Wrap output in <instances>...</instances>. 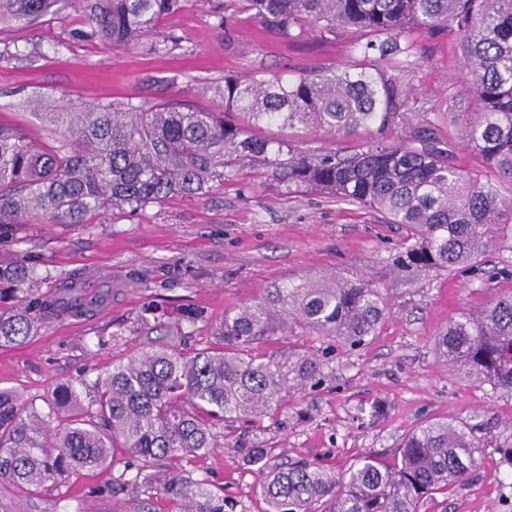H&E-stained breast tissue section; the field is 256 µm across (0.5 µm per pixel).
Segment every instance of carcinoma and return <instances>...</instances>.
I'll return each instance as SVG.
<instances>
[{
  "label": "carcinoma",
  "instance_id": "obj_1",
  "mask_svg": "<svg viewBox=\"0 0 512 512\" xmlns=\"http://www.w3.org/2000/svg\"><path fill=\"white\" fill-rule=\"evenodd\" d=\"M69 0H0V30L60 11ZM182 0H93L95 34L114 46L137 42ZM224 13H249L295 41L309 34L351 39L341 69L296 76H226L214 88L222 110L180 100L150 107L131 101L28 107L58 134L35 143L0 124V225L88 224L106 207L137 213L172 195L203 196L251 164L282 181L358 203L404 230L391 262L411 283L429 273L479 270L489 249L498 274L512 278V0H224ZM452 28L463 60L461 79L472 112L448 108L462 142L483 160L474 173L454 159L436 132L437 119L414 110L416 92L399 75L371 70L372 57L403 58L413 67L414 29ZM419 118L413 128L410 117ZM368 138L351 152L310 153L288 138L257 134L261 126ZM29 273L0 266V283L23 286ZM74 279L43 297L0 308V346L32 336L38 318L82 311ZM387 301L373 280L331 277L277 282L253 304L224 313L221 349L186 352L149 348L112 365L104 377H80L56 390L47 411L0 389V485L39 488L73 470L112 469L116 451L134 462L90 496L115 486L152 489L150 471L178 455L217 448L214 429L228 421L279 416L288 390L317 385L330 369L326 355L251 353V345L296 327L315 341L359 348L376 335ZM438 359L456 375L512 399V293L448 319L433 338ZM96 392L94 408L82 394ZM478 443L453 418L421 421L403 439L400 460L366 456L345 472L315 463H276L265 448L248 450L262 473L265 512H419L450 487L461 489ZM161 494L177 512H235L220 487L181 474Z\"/></svg>",
  "mask_w": 512,
  "mask_h": 512
}]
</instances>
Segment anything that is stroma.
Returning <instances> with one entry per match:
<instances>
[{
    "label": "stroma",
    "instance_id": "obj_1",
    "mask_svg": "<svg viewBox=\"0 0 512 512\" xmlns=\"http://www.w3.org/2000/svg\"><path fill=\"white\" fill-rule=\"evenodd\" d=\"M222 0H186L180 11L129 46L95 36L82 0L61 13L0 31V124L51 141L40 117L23 105L45 96L65 103L153 104L180 98L203 109L216 99L207 87L225 76L294 75L313 67L335 69L352 58L349 41L308 36L291 42L248 14L220 25ZM420 54L408 79L423 107L448 108L447 88L461 71L454 33L417 32ZM402 238L398 225L376 211L315 190H289L261 168H245L207 196H173L145 211L104 212L90 224H25L0 228V265L27 267L25 287L36 297L50 287L86 278L104 303L82 316L42 320L24 343L0 347V388L23 395L35 408L78 375H105L115 362L170 342L171 330L191 333L188 349L213 346L225 312L256 301L272 282L364 275L388 291L389 305L369 345L338 353L333 370L311 390L289 392L279 420L225 424L219 449L206 458L178 456L168 473L209 481L237 504L236 512H263L258 476L248 448L263 443L277 459L317 462L344 471L372 455L393 461L404 435L427 418L451 417L471 427L480 443L466 487L449 488L421 512H512V400L460 379L433 350L449 318L482 306L490 292L512 291L497 276L498 255L488 252L483 272L422 276L402 284L387 259ZM170 331L156 330L152 310ZM186 311L198 320H183ZM110 474V473H109ZM109 474L80 470L46 483L23 500L29 512H138L123 492L87 496Z\"/></svg>",
    "mask_w": 512,
    "mask_h": 512
}]
</instances>
